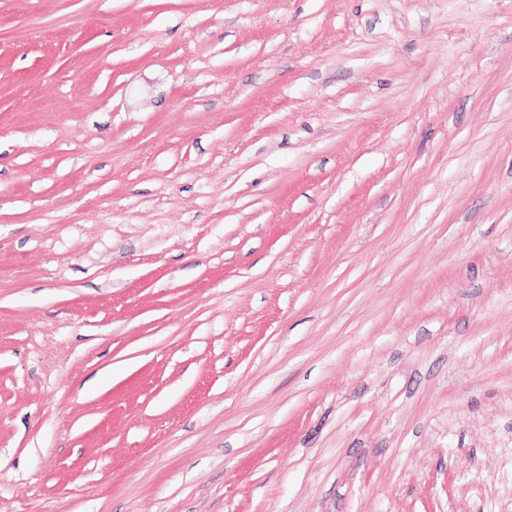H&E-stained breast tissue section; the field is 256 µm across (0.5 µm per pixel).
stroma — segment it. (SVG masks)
I'll list each match as a JSON object with an SVG mask.
<instances>
[{"instance_id": "35a3bbf8", "label": "stroma", "mask_w": 512, "mask_h": 512, "mask_svg": "<svg viewBox=\"0 0 512 512\" xmlns=\"http://www.w3.org/2000/svg\"><path fill=\"white\" fill-rule=\"evenodd\" d=\"M0 512H512V0H0Z\"/></svg>"}]
</instances>
